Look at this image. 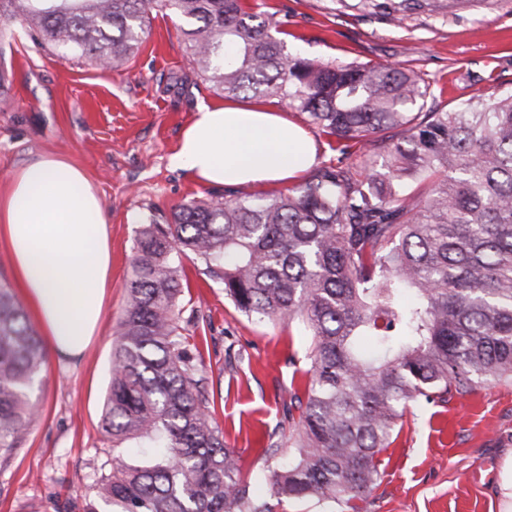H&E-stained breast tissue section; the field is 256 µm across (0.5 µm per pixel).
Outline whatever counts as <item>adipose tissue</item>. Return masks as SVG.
I'll use <instances>...</instances> for the list:
<instances>
[{
	"label": "adipose tissue",
	"mask_w": 512,
	"mask_h": 512,
	"mask_svg": "<svg viewBox=\"0 0 512 512\" xmlns=\"http://www.w3.org/2000/svg\"><path fill=\"white\" fill-rule=\"evenodd\" d=\"M312 137L259 103L201 105L169 158L196 180L226 187L299 180ZM104 208L84 172L49 157L17 170L0 194V241L52 352L80 357L99 330L112 250Z\"/></svg>",
	"instance_id": "1"
}]
</instances>
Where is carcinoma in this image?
Segmentation results:
<instances>
[{"instance_id": "cac0c4a2", "label": "carcinoma", "mask_w": 512, "mask_h": 512, "mask_svg": "<svg viewBox=\"0 0 512 512\" xmlns=\"http://www.w3.org/2000/svg\"><path fill=\"white\" fill-rule=\"evenodd\" d=\"M62 60L122 69L154 5L187 22L198 73L224 96L277 99L336 138V162L272 197L191 200L136 231L128 301L112 348L103 431L117 455L83 512H279L291 501L353 510L410 404L441 406L512 381V92L452 110L398 67L316 63L290 52L288 16L246 0H10ZM395 21L422 0H370ZM380 136L382 162L346 163ZM429 182L426 193L412 186ZM234 308L296 319L311 336L294 452L255 499L179 324L181 258ZM41 338L0 284V465L39 415Z\"/></svg>"}]
</instances>
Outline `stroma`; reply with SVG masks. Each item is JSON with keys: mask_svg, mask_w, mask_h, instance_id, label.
<instances>
[{"mask_svg": "<svg viewBox=\"0 0 512 512\" xmlns=\"http://www.w3.org/2000/svg\"><path fill=\"white\" fill-rule=\"evenodd\" d=\"M288 16L291 50L335 65L401 66L429 84V105L512 91V0H468L454 14L418 11L396 22L343 0H264ZM183 22L153 9L140 52L115 72L64 61L28 36L0 6V192L42 156L81 167L96 188L112 245V282L97 336L75 361L47 354L41 415L0 467V512H70L96 493L115 451L100 427L112 345L126 304L133 242L150 215L196 199L274 195L284 183L232 188L198 183L169 155L199 106L225 98L193 68ZM192 308L186 325L215 393L217 422L253 496H268L272 469L287 461L293 394L303 391L311 338L302 322H258L238 312L202 265L185 257ZM512 452V382H493L446 406L411 404L382 454L378 486L361 512H501V465Z\"/></svg>", "mask_w": 512, "mask_h": 512, "instance_id": "35a3bbf8", "label": "stroma"}]
</instances>
